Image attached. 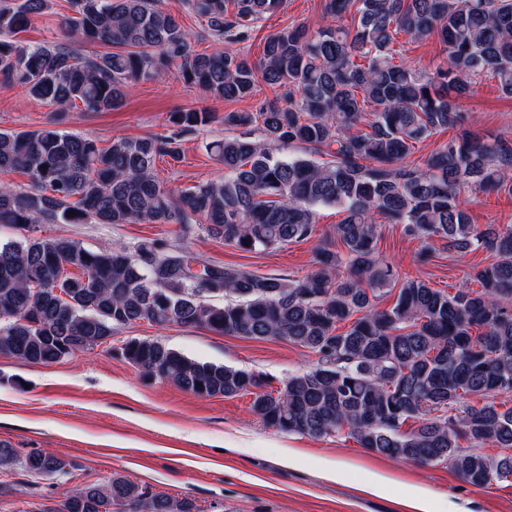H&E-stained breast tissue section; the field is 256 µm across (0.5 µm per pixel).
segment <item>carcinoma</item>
I'll list each match as a JSON object with an SVG mask.
<instances>
[{"label":"carcinoma","mask_w":512,"mask_h":512,"mask_svg":"<svg viewBox=\"0 0 512 512\" xmlns=\"http://www.w3.org/2000/svg\"><path fill=\"white\" fill-rule=\"evenodd\" d=\"M162 4L69 0L65 42L24 45L17 35L50 0H0V81L53 106L43 128L0 130V172L28 178L24 189L0 185V224L172 223L253 253L308 240L315 207L332 205L344 213L336 225L341 250L317 248L316 270L287 278L159 240L100 251L62 237L0 242V357L55 364L138 321L281 339L317 359L275 395L260 372L202 362L153 339L132 338L121 355L144 375L202 398L249 394L254 416L281 432H344L372 453L421 464L441 456L474 486L511 478L512 454L494 458L479 448H512V407L492 401L512 393V225L472 223L459 195L512 193V144L463 132L421 167L404 160L434 130L458 122L455 99L474 77L490 73L512 96V0H327L332 19L355 11V30L283 28L267 35L255 64L224 44L247 40L283 0H187L206 22L215 44L209 53L196 50L199 37ZM400 33L437 36L446 58L430 73L394 63ZM83 43L108 50L82 54L74 45ZM169 76L226 101L253 97L260 82L281 92L278 104L224 113L230 134L208 145L223 178L175 190L155 175L157 159L178 161L183 137L215 119L204 109L173 112L166 132L106 147L61 128L74 108L110 112L129 83ZM369 107L365 132L357 125ZM278 147L328 160L288 159L274 153ZM379 217L425 244L488 250L492 262L475 274L481 290L451 295L399 279L376 257ZM395 286L394 305L376 308L375 298ZM467 395L487 402L466 404ZM408 421L417 427L401 430ZM18 462L36 476L67 467L51 454L21 461L1 442L0 470ZM144 507L198 512L191 499L152 493L120 474L46 512Z\"/></svg>","instance_id":"obj_1"}]
</instances>
